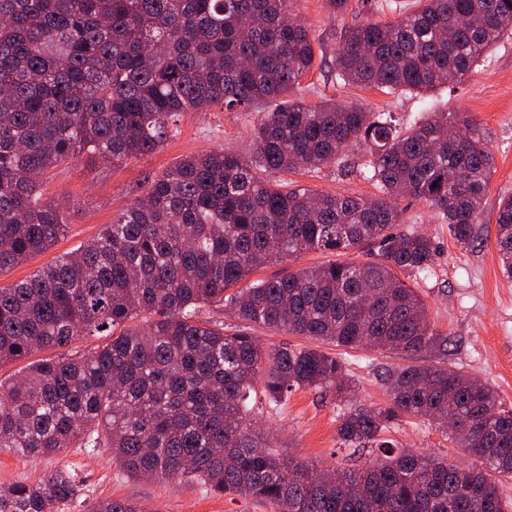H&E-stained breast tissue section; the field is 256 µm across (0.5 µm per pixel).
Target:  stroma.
Wrapping results in <instances>:
<instances>
[{
    "instance_id": "obj_1",
    "label": "stroma",
    "mask_w": 512,
    "mask_h": 512,
    "mask_svg": "<svg viewBox=\"0 0 512 512\" xmlns=\"http://www.w3.org/2000/svg\"><path fill=\"white\" fill-rule=\"evenodd\" d=\"M298 17L315 37L316 63L300 80L296 95L309 104L332 101L357 102L374 112H389L399 122L426 119L430 111L466 112L489 132L494 172L484 200L482 222L474 242L462 245L451 236L434 210L419 199L399 201L405 227L433 239L437 255L431 269L406 275V282L424 300L435 329L448 338L446 352L431 351L414 357L380 348L342 352L349 378L354 383L351 405L384 406L389 397L387 372L417 363L448 367L472 374L491 385L506 408L512 409V279L500 268L495 246L496 215L502 193H512V37L497 43L485 63L479 64L456 88L431 93H389L374 87L337 84L331 74L341 28L374 19L393 22V11L373 13L354 7L342 17L330 19L324 0H296ZM272 109L260 101L244 110L218 105L204 112H184L178 117V133L157 151L112 165L84 153L51 168L43 181L44 197L60 203L67 225L44 252L13 269L0 273V286L22 280L52 263L64 253L96 238L105 224L134 198L143 195L147 176L191 154L217 148L242 154L252 148L254 127ZM283 182L304 186L318 194H377L374 183L360 173L342 176L327 167L319 171L282 174ZM364 253L309 251L294 260H277L253 272V279H271L300 267L332 262L360 263ZM341 404L331 393L314 388L292 390L283 405L264 408L262 425L276 451L318 468L356 467L374 461L379 449L358 453L336 446ZM391 443L423 450L462 464L473 459L452 447L445 433L427 420L404 417L386 433ZM55 471L74 475L79 492L66 512H85L92 499L113 498L137 502L144 512H275L272 505L234 495L213 493L201 484L183 479H136L123 472L112 451L100 448L88 453L68 448L52 457L26 458L0 448V485L34 482Z\"/></svg>"
}]
</instances>
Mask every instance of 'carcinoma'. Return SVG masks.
Returning a JSON list of instances; mask_svg holds the SVG:
<instances>
[{
  "mask_svg": "<svg viewBox=\"0 0 512 512\" xmlns=\"http://www.w3.org/2000/svg\"><path fill=\"white\" fill-rule=\"evenodd\" d=\"M293 0H0V272L44 252L66 225L37 176L88 151L114 164L155 151L174 117L217 104L276 103L251 155H191L147 177L145 194L99 235L28 278L0 286V363L63 348L0 382V448L44 457L112 449L132 477H190L214 493L280 512H512V410L480 378L434 365L388 374L387 406L340 414L343 448L384 449L365 468L318 469L273 450L248 416L251 394L278 406L295 388L351 392L343 360L299 345H262L196 319L228 302L254 325L355 349L444 352L424 300L399 274L433 265V240L400 230L395 201L423 199L454 239L474 241L494 169L487 129L433 112L406 130L359 103L283 101L315 63ZM394 22L343 28L336 83L423 94L461 84L512 32V0H362ZM369 155L378 196L313 194L275 175ZM495 246L512 278V194L500 197ZM360 250L361 263L302 267L231 294L273 259ZM142 324L128 325L136 317ZM425 418L476 459L464 467L381 433ZM56 471L0 486V512H63L77 495ZM86 512H143L96 499ZM103 338L95 336L78 337L69 346L46 351H39L31 355L29 358L21 362H4L0 365V380L4 381L13 377L27 363L36 361L43 357L69 355L78 351L79 353H88L94 350Z\"/></svg>",
  "mask_w": 512,
  "mask_h": 512,
  "instance_id": "carcinoma-1",
  "label": "carcinoma"
}]
</instances>
